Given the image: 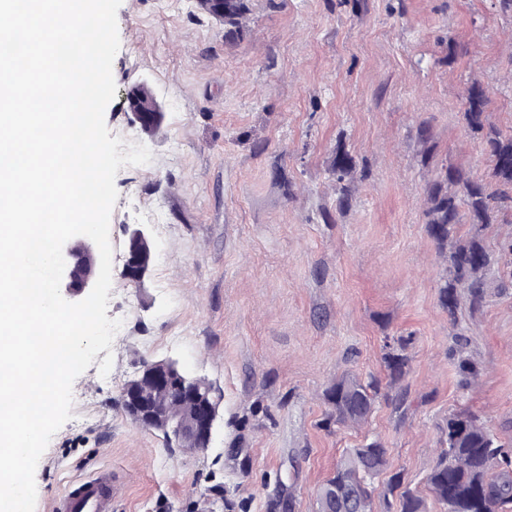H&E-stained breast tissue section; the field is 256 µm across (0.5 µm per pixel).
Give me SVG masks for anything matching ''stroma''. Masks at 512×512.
I'll use <instances>...</instances> for the list:
<instances>
[{"label":"stroma","mask_w":512,"mask_h":512,"mask_svg":"<svg viewBox=\"0 0 512 512\" xmlns=\"http://www.w3.org/2000/svg\"><path fill=\"white\" fill-rule=\"evenodd\" d=\"M246 3L239 38L197 0H122L117 12L105 122L152 158L115 178L107 316L121 332L109 374L98 355L73 383L72 417L36 468L35 512L101 468L112 512H316L318 488L365 437L422 493L448 413L472 411L512 442V283L490 272L481 311L452 325L426 216L445 166L490 179L460 92L483 88L486 126L512 130V11L498 0ZM136 86L160 106L156 135L128 108ZM340 150L356 164L341 185L329 174ZM134 226L152 245L138 284L122 274ZM399 335L412 338L406 413L383 402L365 428L326 427L325 390L346 372L382 374ZM459 349L480 369L467 389ZM159 360L215 386L208 448L169 447L126 416L127 382Z\"/></svg>","instance_id":"obj_1"}]
</instances>
